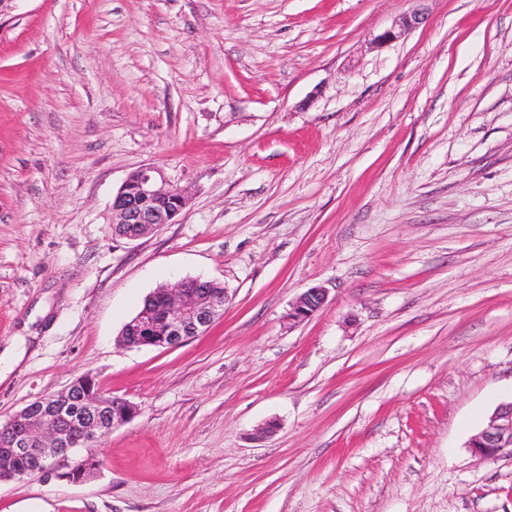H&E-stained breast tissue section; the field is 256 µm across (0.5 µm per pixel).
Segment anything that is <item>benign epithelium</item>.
<instances>
[{
    "label": "benign epithelium",
    "mask_w": 512,
    "mask_h": 512,
    "mask_svg": "<svg viewBox=\"0 0 512 512\" xmlns=\"http://www.w3.org/2000/svg\"><path fill=\"white\" fill-rule=\"evenodd\" d=\"M425 20L420 9L377 36L380 43L399 39ZM188 204L186 192L168 182L161 168L147 164L133 171L112 200V233L137 240L171 224ZM327 290L303 292L292 304L288 320L301 323L323 308ZM227 294L215 282L183 279L158 290L153 303L128 324L121 342L129 348H172L201 336L224 315ZM136 409L122 398L94 388L81 377L53 395L40 397L0 424V482L24 480L31 474L21 461L38 463L39 473H66L82 480L91 449L127 422ZM473 452L483 458L512 456V402L502 403L486 426L471 440Z\"/></svg>",
    "instance_id": "7a95c632"
}]
</instances>
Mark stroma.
<instances>
[{
    "mask_svg": "<svg viewBox=\"0 0 512 512\" xmlns=\"http://www.w3.org/2000/svg\"><path fill=\"white\" fill-rule=\"evenodd\" d=\"M17 0L0 17V423L91 376L137 409L0 512H512V0ZM189 202L128 240L141 165ZM224 285L175 348L154 288ZM312 287L325 307L291 324ZM263 441L253 433L268 422ZM424 20L425 16L422 10L417 8L413 9L409 14H405L400 21L396 22L391 29L377 36L376 40L380 43L396 41L407 31L421 24ZM218 287H222L219 283ZM215 282L183 279L158 290L153 303L128 324L121 342L129 348H172L201 336L224 315L227 299ZM471 448L483 458L512 456V400L498 406L486 426L471 440Z\"/></svg>",
    "mask_w": 512,
    "mask_h": 512,
    "instance_id": "stroma-1",
    "label": "stroma"
}]
</instances>
